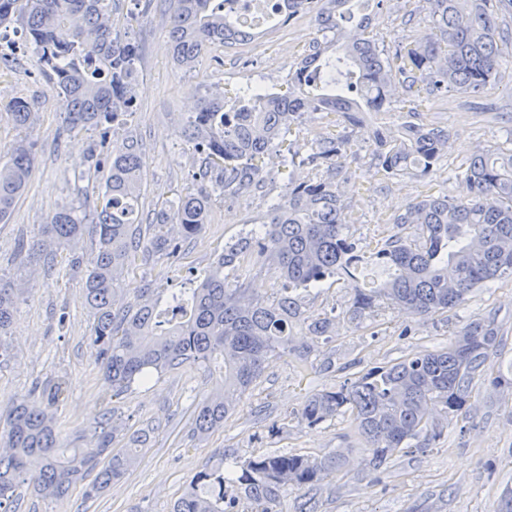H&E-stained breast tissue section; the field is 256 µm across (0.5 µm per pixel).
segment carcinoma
I'll return each mask as SVG.
<instances>
[{
	"mask_svg": "<svg viewBox=\"0 0 512 512\" xmlns=\"http://www.w3.org/2000/svg\"><path fill=\"white\" fill-rule=\"evenodd\" d=\"M114 0H0V24L14 15L24 19L37 46V64L51 73L69 130L115 123L118 100L133 104L131 80L139 47L113 35ZM169 32L175 59L184 64L200 60L234 22L212 0H171ZM351 0H286L288 16L316 11L321 33H334L326 46L315 49L290 78L288 93H245L232 107L224 96L200 99L180 128L187 142L204 147L211 169L219 172L215 185L226 190L251 180L253 161L272 143L284 138L306 112H341L352 126L365 112L381 111L396 78L409 88L423 82L442 95L451 89L480 94L499 74L498 43L512 39L499 20L512 0H426L434 34L417 48L397 53V67L382 57L374 39L360 26L359 37L340 43L338 18L348 14ZM12 115L24 126L31 105L12 102ZM446 139L439 128L403 126L400 138L374 134L383 170L404 175L413 169L429 172L437 165ZM348 142L322 137L312 158L336 172L342 168ZM35 157L21 142L0 166V223L14 211L32 176ZM144 161L134 141L112 146L111 173L100 209L95 211L97 253L88 263L83 295L94 316L91 347L113 392L186 364L219 370V382L197 404L193 432L204 438L224 426V420L253 388L267 356L288 347V336L299 318V291L329 278L357 281L364 262L358 243L347 231V216L336 194V182L288 183L283 199L267 214L264 232H250L227 246L206 270L197 288L172 292L162 300L147 284L137 289L133 303L114 307L120 291L117 275L142 255L146 261L174 250L169 227L185 238L207 223L211 194L189 190L155 213L148 244L137 234L138 201ZM465 191L457 198L429 197L411 204L393 223L416 225L413 235L395 234L376 245V263L389 270L378 287H353L349 309L357 319L377 301L432 318L464 305L476 288L512 279V153L485 150L470 159L458 174ZM49 240L68 246L82 231L69 210L56 212L47 224ZM264 257L281 282L274 299L248 294L236 272L252 254ZM17 301L14 288L0 287V333L8 330ZM448 346L407 356L391 365L371 368L334 391L307 398L301 417L317 424L340 413L365 442L373 464L383 465L401 448L423 439L434 442L442 429L430 418L431 406L444 414L461 412L475 379L499 343L492 319H480L451 331ZM60 385L43 392L42 408L25 397L5 413L0 443V512H17V490L28 484L43 497H63L77 483L89 482L99 494L125 476L140 459L144 434L115 448L116 428L106 418L94 427L95 443L67 448L61 443L48 412L60 400ZM42 461L30 471L28 460ZM340 466L334 456L265 455L246 461L241 472L204 466L171 512H224L225 488L235 486L244 498L271 512L268 505L288 486L315 485Z\"/></svg>",
	"mask_w": 512,
	"mask_h": 512,
	"instance_id": "obj_1",
	"label": "carcinoma"
}]
</instances>
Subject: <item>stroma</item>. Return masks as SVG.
<instances>
[{
  "instance_id": "stroma-1",
  "label": "stroma",
  "mask_w": 512,
  "mask_h": 512,
  "mask_svg": "<svg viewBox=\"0 0 512 512\" xmlns=\"http://www.w3.org/2000/svg\"><path fill=\"white\" fill-rule=\"evenodd\" d=\"M422 4L370 0L354 15L369 17L380 50L391 58L430 37ZM167 10L166 0H118L116 30L121 38L139 43L140 57L132 86L135 109L108 128L68 130L53 81L37 65L34 45L0 46V163L20 142L35 155L27 189L9 222L0 223V283L21 291L4 338L10 355L0 361V413L16 398L61 382L66 391L52 414L63 443L86 446L92 427L107 416L117 426L116 447H126L139 433L149 437L138 465L103 494L86 497L80 484L65 497L43 499L25 489L20 512H170L204 466L221 462L236 469L274 452L334 453L343 461L319 484L282 490L274 512H491L503 490L512 488V390L492 384L498 376L512 381L510 280L477 288L464 306L433 319L384 303L362 318H351L352 288L336 277L301 293V319L287 350L268 356L252 391L223 428L204 440L193 434V412L214 381L201 366H182L118 395L106 386L90 346L94 318L84 303L82 283L98 248L90 224L110 174L113 142L128 138L141 148L145 169L139 212L151 222L180 193L199 188L200 174L208 168L206 152L179 135L200 97L218 90L231 102L250 84L287 92L289 73L319 36L313 15L301 14L273 25L258 40L208 51L188 68L170 51ZM18 98L33 107L23 128L10 114ZM407 123L447 132L440 161L427 173L385 175L374 151V133L394 136ZM333 135L350 140L336 191L350 219L349 233L368 256L361 276L380 283L387 273L369 256L378 239L395 233L393 217L430 195H461L457 175L469 160L512 141V42L504 45L498 79L486 94L454 89L434 96L398 84L384 111L368 113L359 127L338 115L305 113L286 143L262 157L248 187L213 193L208 224L180 238L175 254L147 262L138 258L124 269L117 306L133 302L134 288L147 282L164 295L196 287V272L206 270L225 244L245 230L262 229L270 206L289 182L327 177L326 165L310 160V144ZM61 209L85 224L83 235L53 261H31L32 246L46 240L44 224ZM325 317L332 321L330 332L312 335L309 324ZM476 317L494 318L499 346L472 390L468 414L449 417L439 440L413 442L376 469L347 416L316 425L302 419L301 408L312 394L337 389L369 368L447 346L449 330Z\"/></svg>"
}]
</instances>
